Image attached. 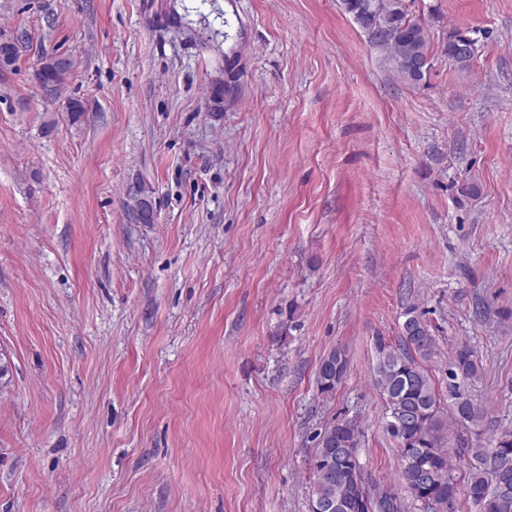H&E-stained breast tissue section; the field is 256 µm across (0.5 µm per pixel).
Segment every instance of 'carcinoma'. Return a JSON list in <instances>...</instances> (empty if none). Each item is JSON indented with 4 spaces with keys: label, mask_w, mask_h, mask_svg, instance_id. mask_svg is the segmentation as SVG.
I'll use <instances>...</instances> for the list:
<instances>
[{
    "label": "carcinoma",
    "mask_w": 512,
    "mask_h": 512,
    "mask_svg": "<svg viewBox=\"0 0 512 512\" xmlns=\"http://www.w3.org/2000/svg\"><path fill=\"white\" fill-rule=\"evenodd\" d=\"M365 11L362 25L373 30L372 42L385 50L386 60L403 82L417 85L414 75L401 62V51L410 48L422 56L430 53L425 25L407 16L403 0H373ZM69 64L61 59L44 63L37 72L39 83L57 89ZM401 334L392 344L380 337L373 385L385 401V431L396 442L401 463L399 478L421 512H453L462 497L477 512H512V493L496 495L487 490L491 473L501 472L512 485V432L506 431L489 448L469 444L463 429L476 426L483 410L463 397L460 386L476 381L481 363L466 344L456 346L448 364V397L445 409L428 372L418 361L431 353L434 338L430 326L416 306L403 314ZM345 355L334 350L320 363L316 383L321 396L333 395L347 374ZM357 422L333 421L314 435L316 448L310 457V502L336 504V512H402V502L391 489L370 486L357 456ZM472 456L467 475L457 479L450 464V451ZM425 466L427 476L420 480L412 461Z\"/></svg>",
    "instance_id": "obj_1"
}]
</instances>
